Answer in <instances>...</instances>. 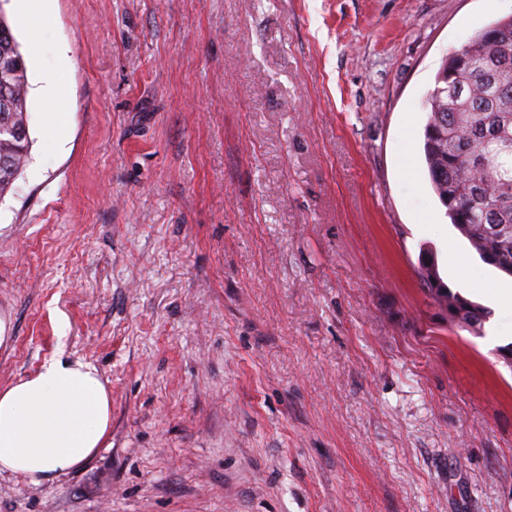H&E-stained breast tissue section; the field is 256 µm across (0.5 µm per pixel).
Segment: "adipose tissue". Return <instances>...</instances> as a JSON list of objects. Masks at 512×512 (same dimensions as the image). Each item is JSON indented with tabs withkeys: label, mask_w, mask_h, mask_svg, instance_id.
<instances>
[{
	"label": "adipose tissue",
	"mask_w": 512,
	"mask_h": 512,
	"mask_svg": "<svg viewBox=\"0 0 512 512\" xmlns=\"http://www.w3.org/2000/svg\"><path fill=\"white\" fill-rule=\"evenodd\" d=\"M112 402L94 367L60 359L0 387V475L38 484L83 465L106 442Z\"/></svg>",
	"instance_id": "1"
}]
</instances>
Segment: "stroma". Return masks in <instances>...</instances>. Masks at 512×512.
I'll list each match as a JSON object with an SVG mask.
<instances>
[{
    "label": "stroma",
    "instance_id": "obj_1",
    "mask_svg": "<svg viewBox=\"0 0 512 512\" xmlns=\"http://www.w3.org/2000/svg\"><path fill=\"white\" fill-rule=\"evenodd\" d=\"M0 5L30 92L0 386L95 367L105 448L0 512H512V278L435 196L443 61L512 0ZM54 81L64 126L37 94ZM488 307L449 327L419 284ZM419 278L426 294L446 312L448 325L482 335L491 311L458 291H453L441 278L432 251H425L419 259Z\"/></svg>",
    "mask_w": 512,
    "mask_h": 512
}]
</instances>
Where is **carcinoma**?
I'll list each match as a JSON object with an SVG mask.
<instances>
[{"label":"carcinoma","instance_id":"cac0c4a2","mask_svg":"<svg viewBox=\"0 0 512 512\" xmlns=\"http://www.w3.org/2000/svg\"><path fill=\"white\" fill-rule=\"evenodd\" d=\"M450 53L438 74L454 68L456 55L468 62L448 89L429 92L423 153L431 186L450 223L484 263L512 276V20L500 19ZM18 61L0 82L12 98V124L28 121L27 68L4 15L0 14V58ZM30 139L0 134V159L21 171L29 159ZM426 294L446 312L448 325L483 335L491 311L452 290L441 278L433 252L419 259Z\"/></svg>","mask_w":512,"mask_h":512}]
</instances>
